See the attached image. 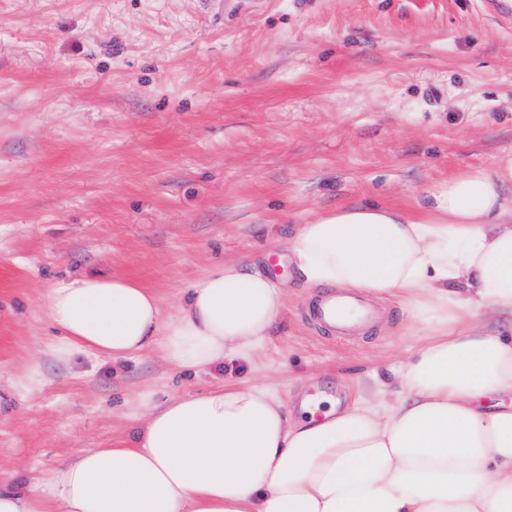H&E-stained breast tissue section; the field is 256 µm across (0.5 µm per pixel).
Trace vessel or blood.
Segmentation results:
<instances>
[{
	"label": "vessel or blood",
	"mask_w": 512,
	"mask_h": 512,
	"mask_svg": "<svg viewBox=\"0 0 512 512\" xmlns=\"http://www.w3.org/2000/svg\"><path fill=\"white\" fill-rule=\"evenodd\" d=\"M309 316L319 327L339 337L357 336L377 319L376 309L359 297L325 294L311 307Z\"/></svg>",
	"instance_id": "obj_1"
}]
</instances>
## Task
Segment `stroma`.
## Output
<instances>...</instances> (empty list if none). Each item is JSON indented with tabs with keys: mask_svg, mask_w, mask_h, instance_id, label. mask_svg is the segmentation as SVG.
I'll return each instance as SVG.
<instances>
[{
	"mask_svg": "<svg viewBox=\"0 0 512 512\" xmlns=\"http://www.w3.org/2000/svg\"><path fill=\"white\" fill-rule=\"evenodd\" d=\"M511 155L512 0H0V477L109 447L145 395L261 381L344 401L421 344L393 299L336 340L290 268L257 364L59 359L49 288L128 277L169 308L314 212L410 209Z\"/></svg>",
	"mask_w": 512,
	"mask_h": 512,
	"instance_id": "1",
	"label": "stroma"
}]
</instances>
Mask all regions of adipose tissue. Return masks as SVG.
I'll use <instances>...</instances> for the list:
<instances>
[{"mask_svg":"<svg viewBox=\"0 0 512 512\" xmlns=\"http://www.w3.org/2000/svg\"><path fill=\"white\" fill-rule=\"evenodd\" d=\"M512 161L425 190L412 210L314 214L285 251L306 286L398 298L423 325L396 389L292 417L264 383L145 404L131 438L81 448L37 480L0 479V512H512ZM282 280L231 261L171 312L138 282L84 275L45 295L59 358L155 351L201 372L255 362Z\"/></svg>","mask_w":512,"mask_h":512,"instance_id":"obj_1","label":"adipose tissue"}]
</instances>
